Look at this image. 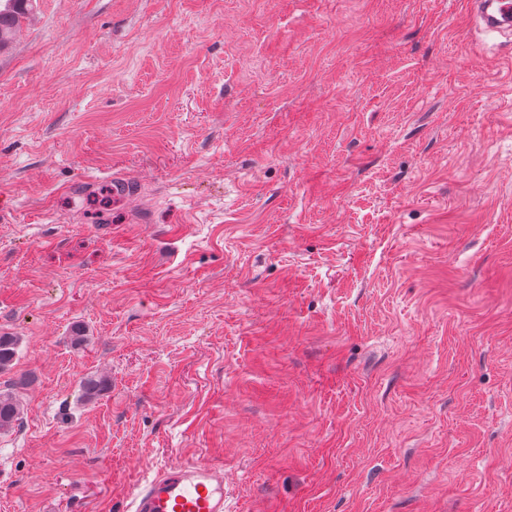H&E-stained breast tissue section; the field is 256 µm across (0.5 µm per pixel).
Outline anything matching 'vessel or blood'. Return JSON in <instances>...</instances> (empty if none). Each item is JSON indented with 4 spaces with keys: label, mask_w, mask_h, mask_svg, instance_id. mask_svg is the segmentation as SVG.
<instances>
[{
    "label": "vessel or blood",
    "mask_w": 512,
    "mask_h": 512,
    "mask_svg": "<svg viewBox=\"0 0 512 512\" xmlns=\"http://www.w3.org/2000/svg\"><path fill=\"white\" fill-rule=\"evenodd\" d=\"M486 34L512 29V0H472ZM224 471L196 460L159 472L136 487L130 512H225Z\"/></svg>",
    "instance_id": "b4317fda"
}]
</instances>
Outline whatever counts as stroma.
<instances>
[{
  "label": "stroma",
  "instance_id": "35a3bbf8",
  "mask_svg": "<svg viewBox=\"0 0 512 512\" xmlns=\"http://www.w3.org/2000/svg\"><path fill=\"white\" fill-rule=\"evenodd\" d=\"M1 333L0 512L199 457L227 512H512V41L469 0H34ZM21 418V408L10 393L0 392V430L12 428Z\"/></svg>",
  "mask_w": 512,
  "mask_h": 512
}]
</instances>
